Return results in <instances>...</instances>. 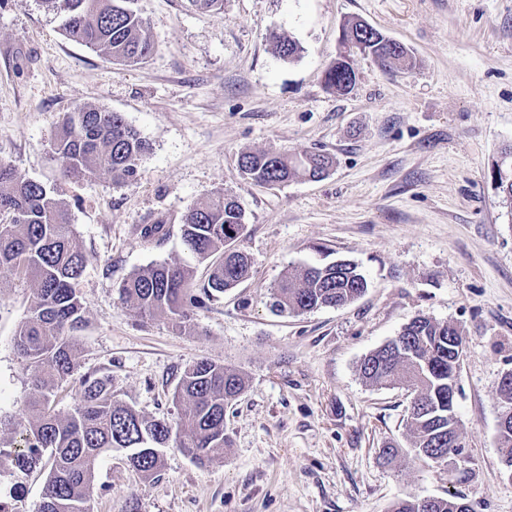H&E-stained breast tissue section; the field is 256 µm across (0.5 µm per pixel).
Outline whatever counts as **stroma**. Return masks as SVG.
Returning <instances> with one entry per match:
<instances>
[{
	"instance_id": "stroma-1",
	"label": "stroma",
	"mask_w": 512,
	"mask_h": 512,
	"mask_svg": "<svg viewBox=\"0 0 512 512\" xmlns=\"http://www.w3.org/2000/svg\"><path fill=\"white\" fill-rule=\"evenodd\" d=\"M156 53L124 67L68 40L43 0H0V158L68 207L87 256L85 323L73 379L111 375L120 398L173 419L184 368L205 358L242 371L225 410L224 458L199 463L169 448L143 478L123 453L97 465L91 512H388L405 494L465 495L475 512H512L497 435L500 378L512 370V204L491 177L512 146V0H138ZM358 18L402 43L411 69L355 54L356 84L327 89L340 30ZM302 51L280 59L269 32ZM121 113L152 145L136 180L76 178L52 153L65 113ZM330 154L319 181L250 183L241 153ZM245 212L238 247L250 277L200 310L189 328L145 320L119 295L131 272L160 262L204 265L184 250L181 218L211 192ZM164 220L159 243L144 225ZM354 262L367 290L343 307L274 313L269 294L303 263ZM32 285L0 281V446L32 391L15 346ZM461 328L455 399L468 464L410 451L408 386L376 387L361 361L415 316ZM399 450L383 463L379 450ZM46 471L0 472L11 512H37Z\"/></svg>"
}]
</instances>
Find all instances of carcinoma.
I'll return each instance as SVG.
<instances>
[{
  "label": "carcinoma",
  "mask_w": 512,
  "mask_h": 512,
  "mask_svg": "<svg viewBox=\"0 0 512 512\" xmlns=\"http://www.w3.org/2000/svg\"><path fill=\"white\" fill-rule=\"evenodd\" d=\"M137 0H44L62 19L70 40L99 51L124 66H135L156 51L147 23L134 7ZM346 26L357 46L341 47L326 72L327 87L349 93L356 74L354 50L400 66L413 65L408 52H396L357 21ZM269 39L282 60L302 51L290 36ZM150 144L118 112L80 107L67 115L53 153L65 172L82 178L108 175L115 185L134 180ZM512 147L502 153L492 179L501 196L512 203ZM330 155L305 152H243L239 167L255 185L274 187L288 181L325 178ZM0 275L34 281L29 315L15 336L16 346L33 378V396L17 423L21 448H0V467L27 472L49 454V475L38 512H87L94 492V473L102 455L122 451L130 467L144 478L163 465L162 449L175 447L200 463L223 456L227 445L224 407L245 388L244 375L208 359L187 366L175 397L185 409L172 421L149 419L118 398L109 375H88L80 382L78 402L56 409L54 389L75 368L73 332L84 321L78 283L87 257L70 224L65 203L40 182L17 176L14 166L0 159ZM245 228L244 211L235 197L222 191L187 208L182 216L185 249L209 266L207 281L194 292V269L177 262H160L128 275L120 284L122 299L143 318L165 316L184 328L205 306V300L236 287L250 276L248 256L236 246ZM148 242L163 241L168 230L158 222L142 228ZM367 288L365 276L349 261L300 265L287 272L273 289L271 308L279 313H304L323 306H342ZM455 364L463 355L460 328L420 315L397 336L361 362L362 379L373 386L404 382L414 392L407 423L416 457L444 464L464 447L448 438V348ZM463 497L419 498L407 494L393 501L390 512H456Z\"/></svg>",
  "instance_id": "1"
}]
</instances>
